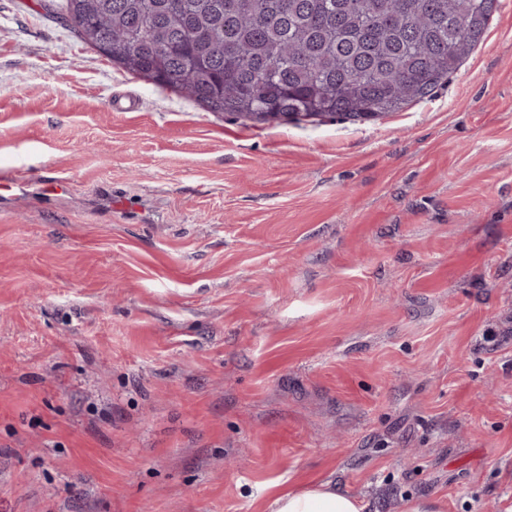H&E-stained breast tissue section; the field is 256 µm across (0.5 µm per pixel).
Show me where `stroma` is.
<instances>
[{"mask_svg": "<svg viewBox=\"0 0 512 512\" xmlns=\"http://www.w3.org/2000/svg\"><path fill=\"white\" fill-rule=\"evenodd\" d=\"M512 503V0L424 100L249 122L0 0V512ZM369 505L330 482L276 495L266 512H367Z\"/></svg>", "mask_w": 512, "mask_h": 512, "instance_id": "obj_1", "label": "stroma"}]
</instances>
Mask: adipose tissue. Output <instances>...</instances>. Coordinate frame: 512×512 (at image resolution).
Here are the masks:
<instances>
[{
  "label": "adipose tissue",
  "instance_id": "ef3b65f1",
  "mask_svg": "<svg viewBox=\"0 0 512 512\" xmlns=\"http://www.w3.org/2000/svg\"><path fill=\"white\" fill-rule=\"evenodd\" d=\"M367 508L364 499L325 482L276 495L268 512H366Z\"/></svg>",
  "mask_w": 512,
  "mask_h": 512
}]
</instances>
